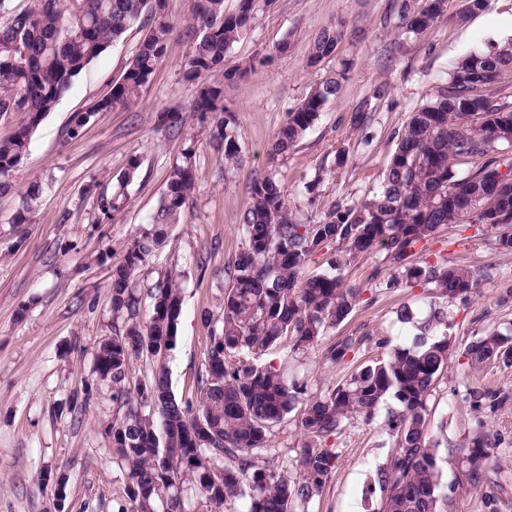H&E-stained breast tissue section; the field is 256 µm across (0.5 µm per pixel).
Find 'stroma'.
Segmentation results:
<instances>
[{
  "mask_svg": "<svg viewBox=\"0 0 512 512\" xmlns=\"http://www.w3.org/2000/svg\"><path fill=\"white\" fill-rule=\"evenodd\" d=\"M400 0H254L249 31L229 49L228 62L270 57L255 73L225 84L224 100L235 110L241 160L224 157L199 134L193 198L165 242L136 274L147 286L158 271L179 275L182 311L173 347L161 357L178 397L191 393L204 368L209 344L204 313L219 315L227 281L224 267L244 243L239 217L249 184L263 172L266 153L289 111L328 76L349 65L335 97L305 132L280 167V177L299 222L320 220L335 202H352L376 192L415 112L432 99L452 67L494 41L501 20L512 17V0H489L476 15L460 18V0H448L444 17L420 38L406 37ZM344 22L336 52L310 64L313 41L324 26ZM142 33L129 30L77 76L70 90L34 132L28 154L13 175L15 191L0 197V512H116L125 498L126 475L112 461L107 427L117 416L112 385L95 372V349L112 332L109 274L124 259V244L141 233L166 189L184 138L166 136L157 115L187 109L193 90L182 80L189 50L184 38L170 45L165 61L131 110L97 113L80 137L65 139L73 113L105 96L134 57ZM287 43L288 53L275 49ZM384 96H374L378 85ZM371 119L353 128L359 109ZM136 178L126 188L127 207L111 223L93 222L96 197L91 181L112 191L130 159ZM44 191L31 223L10 218L33 178ZM317 180L316 198L304 185ZM111 253L110 264L100 261ZM417 260H444L468 267L478 286L454 299L436 289L394 282L397 270L382 253L345 264L347 283L361 291L336 337L360 343L345 360L324 362V345L294 351L284 345L268 361L298 375L309 395L344 384L362 366L387 358L397 345L422 337L448 340L449 367L430 398L427 434L440 448L448 487L447 512H512V363L471 367L467 346L491 332H512V253L503 252L485 224H450L428 241ZM411 322H401V309ZM87 398L82 414L74 400ZM387 399L375 417L346 420L324 441L336 465L308 512H374L375 483L393 440ZM489 433L493 457L478 488L461 482L450 451L478 430ZM305 436L296 419L276 431L265 458L281 471H294Z\"/></svg>",
  "mask_w": 512,
  "mask_h": 512,
  "instance_id": "35a3bbf8",
  "label": "stroma"
}]
</instances>
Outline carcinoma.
Masks as SVG:
<instances>
[{
  "instance_id": "obj_1",
  "label": "carcinoma",
  "mask_w": 512,
  "mask_h": 512,
  "mask_svg": "<svg viewBox=\"0 0 512 512\" xmlns=\"http://www.w3.org/2000/svg\"><path fill=\"white\" fill-rule=\"evenodd\" d=\"M447 0H425L411 10L402 2L405 33L425 35L443 16ZM191 41L182 79L194 86L192 119L227 163L240 158L233 109L224 102V83L243 78L268 63V57L226 65V53L238 42L253 16V0H240L234 12L224 0H192ZM145 31L134 58L109 94L73 115L69 139L80 136L95 115L129 110L143 86L167 56L177 26L169 0H31L15 8L0 0V115L21 114L0 133V195L13 189L12 175L25 159L33 133L69 91L73 79L133 27ZM343 31L327 26L318 33L310 62L332 55ZM512 71V39L471 54L456 63L432 100L413 112L385 172L380 190L352 204L333 205L313 224L292 218L278 166L317 120L326 102L346 79L347 69L316 85L288 113L267 153L264 173L250 186L240 216L244 246L224 269L222 314L213 322L205 369L196 390L176 398L160 365L131 396L126 381L134 357L160 359L176 338L182 310L177 275L160 274L147 286L152 314L140 316L135 275L159 247L167 229L180 221L196 180V148L191 142L168 178L166 191L148 228L130 239L124 261L112 267V336L95 352L96 373L112 383L122 414L108 425L113 461L127 474L121 512H166L179 503L194 512L188 491L197 492L207 512H226L241 502L243 512H296L319 495L337 455L322 441L356 414L372 416L391 397L401 409L388 415L394 438L389 462L376 473L382 498L378 512H441L442 470L438 448L427 438L428 401L448 370V339L414 341L385 360L367 365L325 395L303 398L305 384L288 380L271 362L259 363L282 341L298 351L329 336L353 311L360 289L346 284L336 252L356 259L374 252L396 266L409 284H432L452 299L476 287L464 267L416 262L413 256L448 224L489 223L502 228L500 249L512 251V103L491 94ZM179 111L160 114L165 132L179 136L185 127ZM129 160L120 191L97 195L95 224L112 221L124 207L123 189L137 174ZM44 190L32 181L21 194L10 223L28 224ZM325 268L305 275L314 257ZM363 338H335L324 358L344 360ZM473 367L512 360V338L489 333L465 353ZM295 414L309 438L299 449L296 476L259 460L271 447L274 429ZM492 441L474 434L450 452L462 465L467 484L481 482ZM222 471L223 476L216 475Z\"/></svg>"
}]
</instances>
